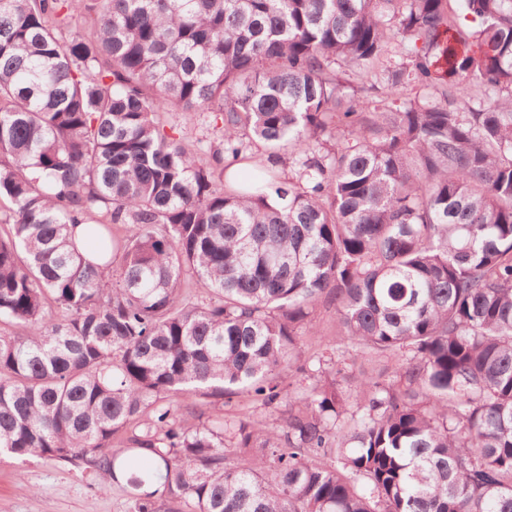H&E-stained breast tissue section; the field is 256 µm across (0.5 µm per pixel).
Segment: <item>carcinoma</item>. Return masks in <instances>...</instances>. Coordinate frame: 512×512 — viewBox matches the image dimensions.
<instances>
[{"mask_svg": "<svg viewBox=\"0 0 512 512\" xmlns=\"http://www.w3.org/2000/svg\"><path fill=\"white\" fill-rule=\"evenodd\" d=\"M448 2L0 0V454L130 512H512V0ZM323 301L395 359L349 409ZM243 390L280 424L178 417ZM161 121L169 126L173 125L175 137L182 142L191 145H200L205 150H213L222 147L223 132L214 127L209 114L198 112L191 119L182 120L175 112L161 113Z\"/></svg>", "mask_w": 512, "mask_h": 512, "instance_id": "carcinoma-1", "label": "carcinoma"}]
</instances>
